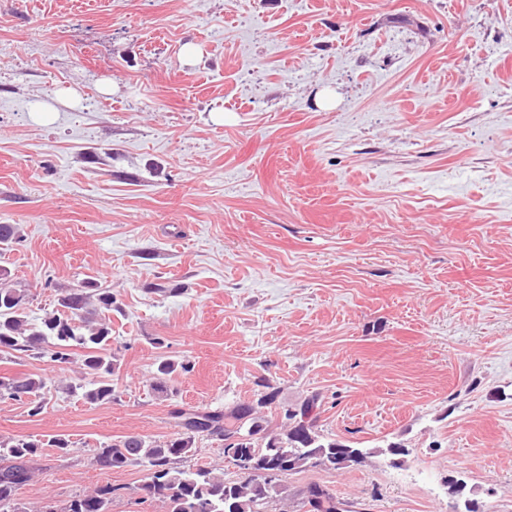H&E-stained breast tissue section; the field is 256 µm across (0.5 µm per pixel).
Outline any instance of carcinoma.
<instances>
[{"label":"carcinoma","mask_w":512,"mask_h":512,"mask_svg":"<svg viewBox=\"0 0 512 512\" xmlns=\"http://www.w3.org/2000/svg\"><path fill=\"white\" fill-rule=\"evenodd\" d=\"M27 294L15 287L11 272L0 266V352L24 356L43 355L54 362H66L74 351L82 352V372L67 389L82 391L89 404L110 402L115 389L109 379L117 367L112 357V309L118 308L112 290L94 281L65 292L57 299V309L41 321L32 323L25 314ZM190 366L165 359L157 366L154 389L168 394L163 377ZM46 378L24 375L0 378V398L26 399L28 413L37 416L43 409L42 391ZM266 391L257 399L238 403L233 410L199 411L176 409L179 432L165 441L147 440L128 435L97 449L94 462L101 468L143 465L148 474L140 486L144 498H158L167 512H267L280 494L281 481L289 475L326 460L331 468L341 469L339 452L351 446L327 440L317 426L318 397L311 396L283 411L284 424L270 426L265 410L276 404L279 391L268 381ZM310 418L311 427L303 425ZM242 437L233 447L246 454L252 470L241 471V479L226 480L210 470L187 471L177 466L191 452L195 440L210 437L222 441ZM42 444L26 439L0 438V512H27L18 501L17 491L35 477L34 456ZM261 470H277L280 476L267 480ZM112 488L99 487L80 494L64 507L47 503L40 512H110ZM335 494L311 485L305 492L303 506L308 512H340Z\"/></svg>","instance_id":"obj_1"}]
</instances>
